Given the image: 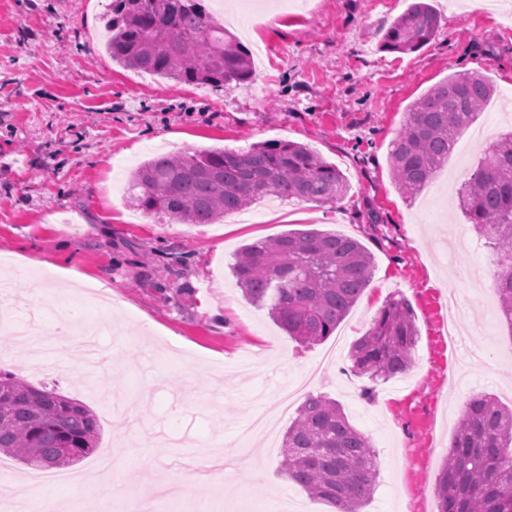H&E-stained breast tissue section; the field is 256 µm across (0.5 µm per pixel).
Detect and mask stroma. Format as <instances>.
Segmentation results:
<instances>
[{
  "instance_id": "stroma-1",
  "label": "stroma",
  "mask_w": 512,
  "mask_h": 512,
  "mask_svg": "<svg viewBox=\"0 0 512 512\" xmlns=\"http://www.w3.org/2000/svg\"><path fill=\"white\" fill-rule=\"evenodd\" d=\"M222 2L224 26L255 70L251 83L230 89L112 62L109 0H0V278L41 269L20 276L19 317L80 308L101 328L107 359L91 373L82 351L65 347L37 364L0 329V353L9 355L0 369L97 414V452L115 466L93 483L112 479L119 496L148 497L180 479L187 462L230 451L221 475L180 500H157L155 512H264L284 501L296 512H332L280 472L276 442L287 421L266 435L250 430L281 388L303 378L309 394L343 406L377 453L365 512H437L435 479L466 402L491 394L512 405V330L489 284L488 249L456 208L485 144L452 152L436 187L413 198L396 188L388 154L412 104L461 70L494 87L475 121L487 142L512 130V113L497 109L500 93L512 91V29L479 0H432L434 39L389 52L382 35L409 0H250L248 23L241 0ZM161 139L172 152L304 144L336 164L350 191L335 203L256 202L249 224H167L124 199ZM304 224L353 237L373 256L351 313L312 346L249 302L231 271L242 244ZM71 270L86 286H111V304L86 286L64 287ZM395 294L414 309L418 341L405 373L373 383L352 372L348 353ZM369 386L370 400L362 396ZM131 471L138 480H128Z\"/></svg>"
}]
</instances>
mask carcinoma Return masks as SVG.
Instances as JSON below:
<instances>
[{
  "mask_svg": "<svg viewBox=\"0 0 512 512\" xmlns=\"http://www.w3.org/2000/svg\"><path fill=\"white\" fill-rule=\"evenodd\" d=\"M106 27L107 54L131 69L214 87L239 86L254 75L249 51L213 21L202 0H111ZM438 27L432 6L412 0L386 30L383 47L415 50ZM493 93L483 76L456 72L415 102L388 156L401 193L412 198L422 191ZM349 190L346 176L308 146L273 141L238 151L156 155L132 175L127 202L169 224H213L263 196L331 203ZM457 195L468 223L494 247L500 316L512 328V131L484 153ZM372 266L358 240L310 228L243 245L232 273L249 301L267 307L288 335L314 345L356 304ZM417 340L412 306L393 297L352 345L349 359L372 381L388 378L409 368ZM100 435L93 410L0 370L1 454L30 469L60 468L52 464L56 449H74L77 462L95 451ZM375 459L369 437L336 401L310 395L285 432L280 471L336 512H363L378 478ZM436 495L438 512H512V408L486 394L467 402L436 477Z\"/></svg>",
  "mask_w": 512,
  "mask_h": 512,
  "instance_id": "cac0c4a2",
  "label": "carcinoma"
}]
</instances>
